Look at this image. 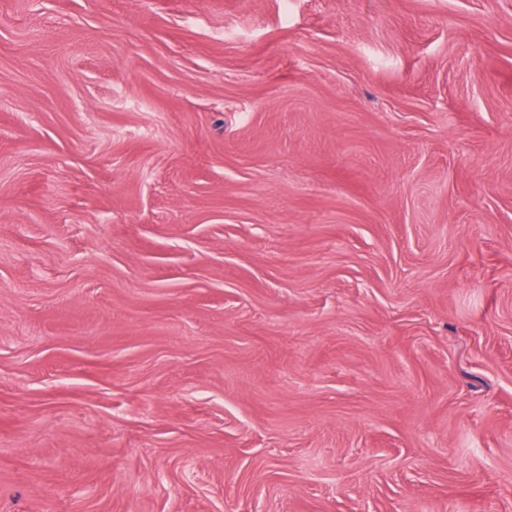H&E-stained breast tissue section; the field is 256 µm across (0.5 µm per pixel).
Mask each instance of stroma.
I'll list each match as a JSON object with an SVG mask.
<instances>
[{"label": "stroma", "mask_w": 512, "mask_h": 512, "mask_svg": "<svg viewBox=\"0 0 512 512\" xmlns=\"http://www.w3.org/2000/svg\"><path fill=\"white\" fill-rule=\"evenodd\" d=\"M0 512H512V0H0Z\"/></svg>", "instance_id": "35a3bbf8"}]
</instances>
